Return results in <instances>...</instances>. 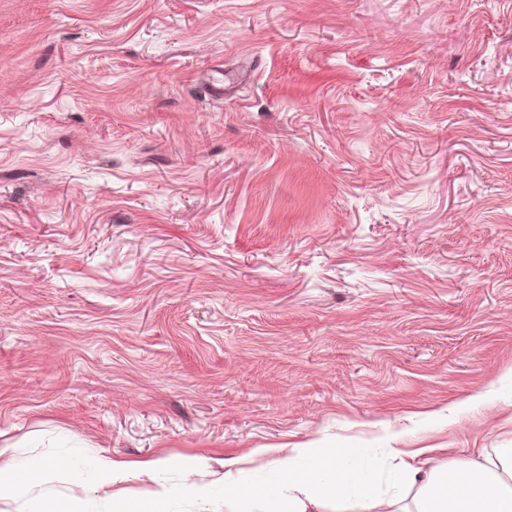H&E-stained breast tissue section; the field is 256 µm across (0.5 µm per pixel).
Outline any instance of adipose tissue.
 Listing matches in <instances>:
<instances>
[{
	"label": "adipose tissue",
	"instance_id": "ef3b65f1",
	"mask_svg": "<svg viewBox=\"0 0 512 512\" xmlns=\"http://www.w3.org/2000/svg\"><path fill=\"white\" fill-rule=\"evenodd\" d=\"M349 455L346 448L334 456L320 448L291 449L277 459L271 482L257 491L227 460L212 481L186 484L180 492L205 500L220 488L243 505L267 502L273 512H322L328 499L335 512H374L381 495L377 482L370 471L351 465ZM49 471L42 460L23 469L0 468V499L27 493ZM410 488L415 491L412 512H512V448L497 449L492 456L480 452L426 473L400 462L386 493L397 504Z\"/></svg>",
	"mask_w": 512,
	"mask_h": 512
}]
</instances>
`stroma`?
<instances>
[{
    "label": "stroma",
    "instance_id": "obj_1",
    "mask_svg": "<svg viewBox=\"0 0 512 512\" xmlns=\"http://www.w3.org/2000/svg\"><path fill=\"white\" fill-rule=\"evenodd\" d=\"M312 445L512 447V0H0V512ZM161 460H147L135 463L131 466L125 462L112 460L109 456H100L92 463L91 479L99 488H105L130 469L137 470L140 474L150 475L164 465ZM50 471L46 461H35L25 469L0 468V499L17 497L40 484Z\"/></svg>",
    "mask_w": 512,
    "mask_h": 512
}]
</instances>
